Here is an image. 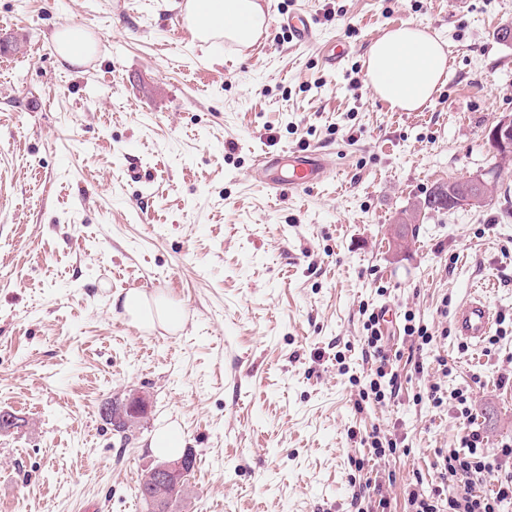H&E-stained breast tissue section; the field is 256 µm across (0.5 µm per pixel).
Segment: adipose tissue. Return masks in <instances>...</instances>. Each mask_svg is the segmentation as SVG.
I'll use <instances>...</instances> for the list:
<instances>
[{
	"label": "adipose tissue",
	"instance_id": "adipose-tissue-1",
	"mask_svg": "<svg viewBox=\"0 0 512 512\" xmlns=\"http://www.w3.org/2000/svg\"><path fill=\"white\" fill-rule=\"evenodd\" d=\"M184 12L189 27L203 41L224 36L247 44L265 27L259 0H186ZM446 66L444 43L413 22L383 35L367 53V74L375 93L391 108L405 112L431 100L444 81ZM122 308L141 326L158 324L177 332L184 324L180 310L168 300H151L140 291H129Z\"/></svg>",
	"mask_w": 512,
	"mask_h": 512
}]
</instances>
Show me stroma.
I'll use <instances>...</instances> for the list:
<instances>
[{
    "label": "stroma",
    "instance_id": "1",
    "mask_svg": "<svg viewBox=\"0 0 512 512\" xmlns=\"http://www.w3.org/2000/svg\"><path fill=\"white\" fill-rule=\"evenodd\" d=\"M184 0H0V512H148L136 495L174 426L192 454L190 512H357L371 459L391 512L437 485L463 424L426 401L463 390L489 453L512 442V166L486 131L512 114V0H259L250 47L182 34ZM308 14L321 42L274 23ZM413 22L449 49L444 84L413 112L367 83L369 46ZM80 24L95 67L52 42ZM352 49L329 69L322 48ZM324 150L326 179L277 196L258 156ZM482 175L489 205L397 220L433 188ZM133 289L179 305L184 328L145 331ZM480 289L493 342L454 331ZM396 315L397 376L357 406L373 372L366 313ZM426 327L430 344L405 336ZM147 415L130 442L102 414L130 393ZM395 440L373 457L372 436Z\"/></svg>",
    "mask_w": 512,
    "mask_h": 512
}]
</instances>
